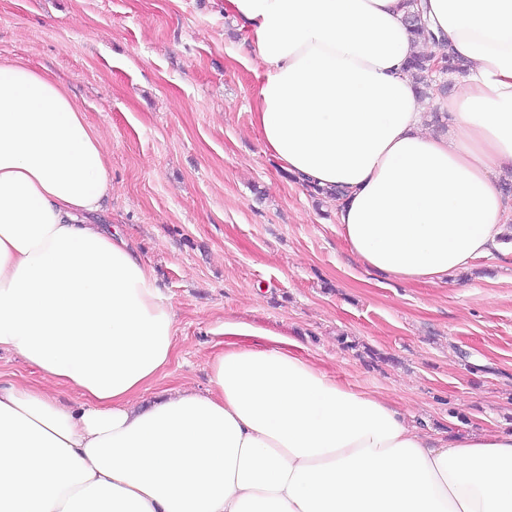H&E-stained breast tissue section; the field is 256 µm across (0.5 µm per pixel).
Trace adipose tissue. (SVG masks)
I'll return each instance as SVG.
<instances>
[{
  "label": "adipose tissue",
  "instance_id": "adipose-tissue-1",
  "mask_svg": "<svg viewBox=\"0 0 512 512\" xmlns=\"http://www.w3.org/2000/svg\"><path fill=\"white\" fill-rule=\"evenodd\" d=\"M224 0L261 68L265 152L340 188L362 265L449 283L512 235V0ZM469 66L428 126L405 70L418 51ZM102 137L50 75L0 61V350L46 381H0V512H512V428L438 438L342 384L278 333L213 358L205 391L140 401L169 364L174 319L119 233ZM79 399L62 404L57 387Z\"/></svg>",
  "mask_w": 512,
  "mask_h": 512
}]
</instances>
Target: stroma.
<instances>
[{"label":"stroma","instance_id":"35a3bbf8","mask_svg":"<svg viewBox=\"0 0 512 512\" xmlns=\"http://www.w3.org/2000/svg\"><path fill=\"white\" fill-rule=\"evenodd\" d=\"M224 0H0V59L51 73L104 132L105 225L175 313L146 396L208 386L213 357L269 329L433 434L512 426V252L456 284L401 285L364 267L335 202L293 183L255 124L260 76Z\"/></svg>","mask_w":512,"mask_h":512}]
</instances>
